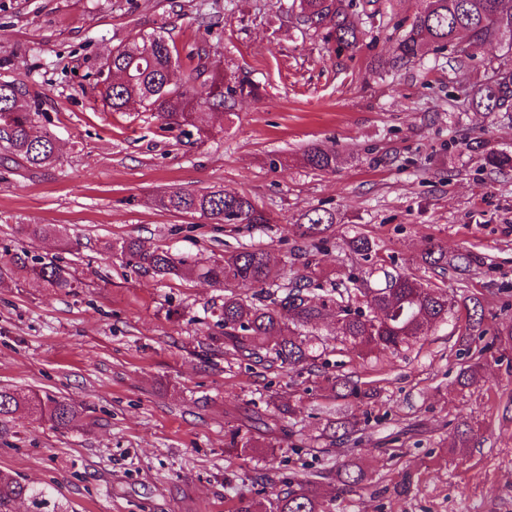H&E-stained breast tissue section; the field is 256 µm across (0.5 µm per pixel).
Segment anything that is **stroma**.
Masks as SVG:
<instances>
[{
    "instance_id": "35a3bbf8",
    "label": "stroma",
    "mask_w": 512,
    "mask_h": 512,
    "mask_svg": "<svg viewBox=\"0 0 512 512\" xmlns=\"http://www.w3.org/2000/svg\"><path fill=\"white\" fill-rule=\"evenodd\" d=\"M291 0H0V82L40 105L38 130L58 159L27 169L0 162V255H30L69 268L70 294L31 280L0 279V388L64 398L82 409L67 429L17 411L0 434V471L50 487L72 512H231L239 498L269 512L273 483L320 474L332 512H512V351L488 359L482 379L456 376L464 319L452 318L400 355L364 360L333 322L316 332L324 373L371 389L338 400L322 375L265 369L224 349L215 312L222 288L195 277L159 279L126 264L128 238L192 264L255 246L289 272L302 268L294 224L311 208L336 222L316 259L325 280L365 270L345 241H375L387 267L432 278L420 254L436 243L479 257L448 274L456 300H486L487 332L512 324V170L484 168L485 151L512 152V117L469 109L472 86L512 66L497 45L433 50L399 71L385 63L421 0H378L359 48L337 51L285 13ZM164 32L188 65L205 47L211 71L248 77L255 97L205 117L209 137L165 125L139 103L103 107L96 74L136 32ZM335 147V170L302 161ZM224 189L247 195L266 224H214L159 209L166 192ZM20 224H51L27 239ZM299 403L272 447L240 454L229 433L247 431L254 404ZM354 416L362 443L326 437L327 414ZM469 418L470 448L454 426ZM360 464L342 491L335 471ZM410 477L407 495L394 488Z\"/></svg>"
}]
</instances>
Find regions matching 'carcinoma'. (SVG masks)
<instances>
[{
	"instance_id": "1",
	"label": "carcinoma",
	"mask_w": 512,
	"mask_h": 512,
	"mask_svg": "<svg viewBox=\"0 0 512 512\" xmlns=\"http://www.w3.org/2000/svg\"><path fill=\"white\" fill-rule=\"evenodd\" d=\"M298 8L301 25L323 32V38L340 51H353L365 35L368 20L375 12L369 3L355 0H292ZM465 34L473 44H503L512 53V8L505 0H423L405 34L396 43L386 62L391 69H401L423 56L430 48L445 49ZM175 49L166 38L154 32L138 33L112 51L106 62V75L99 79L104 104L122 112L132 100H139L146 111L157 114L167 125L190 126L203 131L201 108L219 110L237 95L252 96L258 87L247 78L234 85L224 78L208 74L207 53L203 49L189 54L196 61L184 74L180 85L168 82L176 64ZM200 87L191 94L189 89ZM470 104L484 112L512 114V67H497L486 81L474 86ZM7 114L11 133L0 140L6 159L27 168L52 162L56 155L53 137L39 138L33 133L38 108L23 103L22 91L13 82L0 83V115ZM339 154L334 147L312 146L305 150L303 161L314 170L336 168ZM483 166L491 170L512 168V153L501 151L483 156ZM157 206L181 215H199L215 224H267L269 218L246 195L224 189L210 191L174 190L157 199ZM303 223L294 225L296 234L310 243L311 251H320L327 242L326 232L335 224V216L320 209L302 215ZM23 234L45 237L57 234L49 224H23ZM349 249L364 261L371 260L377 244L363 235L346 240ZM123 259L144 271L164 279L190 275L224 289V303L219 318L224 327V348L233 354L263 366L275 363L301 368L313 373L317 355L312 339L304 332L328 317L334 318L341 341L358 356L395 354L448 322L454 314L456 300L437 283L422 281L411 274L380 268L382 278L371 283L363 277L339 279L331 290L316 293L319 272L310 251L303 252V270L293 276L273 270L268 254L258 248H243L206 265L186 266L183 259L168 250L151 247L139 239L122 241L117 247ZM419 263L443 277L448 271L465 275L479 259L471 253L450 255L439 245L424 252ZM32 279L57 292L71 293L79 287L78 279L66 267L53 261L32 257L25 250L0 256V276ZM244 287L259 289L248 298L240 293ZM473 314L469 315L468 344L483 342L471 354V363L462 369L457 384L469 388L481 379L482 360L486 355L503 354L512 349V325L484 340L481 298L469 297ZM330 389L338 398L364 395L357 383L341 377L330 379ZM26 406L33 420H49L58 428L68 427L81 414L79 406L51 396L20 398L7 388H0V433L8 431L13 414ZM332 442L359 443L357 421L338 417L331 421ZM474 427L466 419L455 426V446L466 448L473 440ZM364 477L354 461L343 462L336 470L342 486L353 488ZM27 502L29 512H70L55 490L30 486L9 473L0 472V512H12L15 502ZM272 512H331L330 503L319 493L317 482L304 478L286 484L274 493Z\"/></svg>"
}]
</instances>
